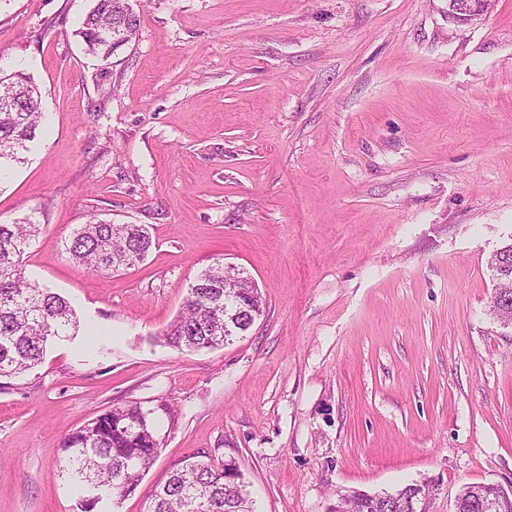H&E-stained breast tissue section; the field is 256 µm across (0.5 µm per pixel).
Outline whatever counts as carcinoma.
<instances>
[{
    "instance_id": "carcinoma-1",
    "label": "carcinoma",
    "mask_w": 512,
    "mask_h": 512,
    "mask_svg": "<svg viewBox=\"0 0 512 512\" xmlns=\"http://www.w3.org/2000/svg\"><path fill=\"white\" fill-rule=\"evenodd\" d=\"M139 19L130 0H94L79 35L89 52L106 43L125 45L124 32L134 35ZM15 78L0 77V161L23 162L40 125L38 90L15 95ZM41 225L28 218L21 224H0V378L35 369L51 343L77 329L70 303L50 288L24 275L23 256ZM152 247L148 231L137 224H114L91 217L66 243L74 262L88 273H114L144 260ZM246 297L224 295V265L205 270L191 285L180 315L163 333L167 345L197 352L224 345V318L244 306ZM262 304L261 297L250 300ZM65 470L80 490L101 498L132 494L160 450L150 419L136 402L109 409L68 434L62 445ZM414 486L379 494L373 502L355 493L342 512H413ZM148 512H255L235 463L215 464L193 453L154 487Z\"/></svg>"
}]
</instances>
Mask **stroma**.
<instances>
[{"mask_svg":"<svg viewBox=\"0 0 512 512\" xmlns=\"http://www.w3.org/2000/svg\"><path fill=\"white\" fill-rule=\"evenodd\" d=\"M104 60L93 0H0V77L45 124L0 179L33 217L28 278L79 327L0 379V512H81L66 435L130 402L160 453L92 512H146L185 456L234 460L256 512H333L429 482L512 494V327L492 312L512 243V0L468 25L448 0H131ZM145 226L143 262L96 275L65 245L91 216ZM263 313L223 347L163 342L216 263ZM130 0H94L93 7L86 14L78 34L89 52L95 54L105 43L116 42L112 54L127 42L121 35L127 29L135 35L139 19L129 3Z\"/></svg>","mask_w":512,"mask_h":512,"instance_id":"1","label":"stroma"}]
</instances>
